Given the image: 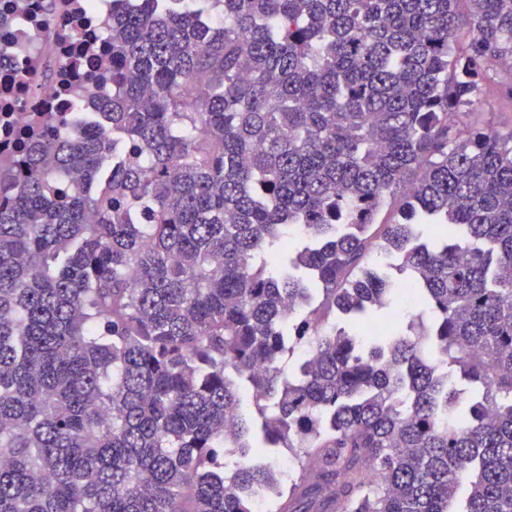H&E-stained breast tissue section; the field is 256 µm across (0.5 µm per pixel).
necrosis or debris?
Here are the masks:
<instances>
[{"mask_svg": "<svg viewBox=\"0 0 512 512\" xmlns=\"http://www.w3.org/2000/svg\"><path fill=\"white\" fill-rule=\"evenodd\" d=\"M112 6L99 0L96 10L47 9L46 0H0V154L15 156V138L41 112H69L89 105L91 94L82 74L65 69L70 35L80 30L89 57L102 50L99 39Z\"/></svg>", "mask_w": 512, "mask_h": 512, "instance_id": "4bbe7bcc", "label": "necrosis or debris"}]
</instances>
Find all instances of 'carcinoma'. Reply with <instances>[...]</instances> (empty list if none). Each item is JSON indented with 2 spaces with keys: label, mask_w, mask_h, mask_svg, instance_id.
Wrapping results in <instances>:
<instances>
[{
  "label": "carcinoma",
  "mask_w": 512,
  "mask_h": 512,
  "mask_svg": "<svg viewBox=\"0 0 512 512\" xmlns=\"http://www.w3.org/2000/svg\"><path fill=\"white\" fill-rule=\"evenodd\" d=\"M108 36L77 137L0 159V512H512V131L448 121L512 101V0H112Z\"/></svg>",
  "instance_id": "cac0c4a2"
}]
</instances>
